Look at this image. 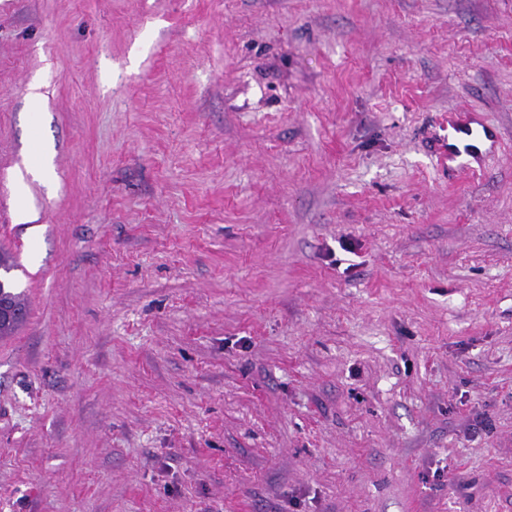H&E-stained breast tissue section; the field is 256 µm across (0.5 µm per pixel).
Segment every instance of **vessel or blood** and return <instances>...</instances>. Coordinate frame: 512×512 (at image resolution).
<instances>
[{"label": "vessel or blood", "mask_w": 512, "mask_h": 512, "mask_svg": "<svg viewBox=\"0 0 512 512\" xmlns=\"http://www.w3.org/2000/svg\"><path fill=\"white\" fill-rule=\"evenodd\" d=\"M444 130L438 153L449 177L482 174L487 157L499 148L501 137L498 129L478 113L452 110L448 113Z\"/></svg>", "instance_id": "obj_1"}]
</instances>
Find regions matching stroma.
I'll list each match as a JSON object with an SVG mask.
<instances>
[{"label":"stroma","mask_w":512,"mask_h":512,"mask_svg":"<svg viewBox=\"0 0 512 512\" xmlns=\"http://www.w3.org/2000/svg\"><path fill=\"white\" fill-rule=\"evenodd\" d=\"M0 247V512H512V0H0ZM438 153L449 178L481 175L486 158L495 154L501 137L498 129L475 112L448 110ZM27 317L26 300L9 282L0 285V339L14 336Z\"/></svg>","instance_id":"35a3bbf8"}]
</instances>
